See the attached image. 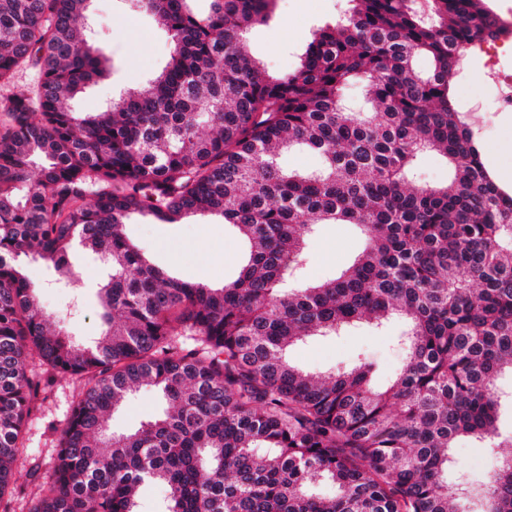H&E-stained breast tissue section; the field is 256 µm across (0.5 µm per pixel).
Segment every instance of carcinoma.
Segmentation results:
<instances>
[{"mask_svg": "<svg viewBox=\"0 0 512 512\" xmlns=\"http://www.w3.org/2000/svg\"><path fill=\"white\" fill-rule=\"evenodd\" d=\"M90 2L0 0V82L39 73L0 109V512H15L13 464L56 374L84 387L29 512H139L145 483L166 487L161 512H473L474 496L480 512H512V459L478 488L447 479L457 438L500 447L496 380L512 375V192L448 84L476 42L506 33L498 15L485 0H348L295 70L271 76L243 44L274 0H129L173 51L146 85L83 114L75 99L110 69L77 32ZM358 80L364 114L343 103ZM294 144L322 167L284 170ZM433 151L452 179L410 186ZM133 214L219 215L247 260L221 288L173 277L126 236ZM316 224H356L366 245L338 276L281 288ZM78 250L107 271L91 344L42 311L21 266L40 260L66 288ZM395 318L404 364L384 391L366 362L315 380L286 357ZM142 387L168 410L112 432L110 412ZM320 480L336 495L306 493Z\"/></svg>", "mask_w": 512, "mask_h": 512, "instance_id": "carcinoma-1", "label": "carcinoma"}]
</instances>
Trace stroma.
<instances>
[{"label":"stroma","mask_w":512,"mask_h":512,"mask_svg":"<svg viewBox=\"0 0 512 512\" xmlns=\"http://www.w3.org/2000/svg\"><path fill=\"white\" fill-rule=\"evenodd\" d=\"M346 0H274L270 20L250 31L248 54L259 59L272 74L294 70L313 31L335 23L344 13ZM91 24L99 43L112 60V75L86 89L78 99L79 111H99L126 88L146 83L166 63L172 44L153 19L131 11L127 0H93ZM485 55L475 53L463 74L451 84L454 98L470 110V120L479 138L480 152L490 171L512 172V112H491V90L484 82ZM126 233L138 249L177 278L213 287L223 286L238 273L246 253L244 242L217 216H196L175 223H161L139 216L130 219ZM365 244V235L352 224H320L306 241L307 257L287 287H301L337 276ZM27 272L36 287L41 309L55 318L80 342H92L100 332L95 297L97 282L104 276L101 262L93 255L80 254L72 288L49 287L54 271L30 264ZM404 325L392 320L384 330L363 325L337 336H311L293 347L289 360L305 372L320 376L371 363L370 383L388 387L397 377L404 352L397 344ZM83 390L82 383L68 375H56L45 399L27 425L25 442L18 454L15 479L23 491L16 512H28L29 501L42 491V474L56 458L60 424ZM162 402L149 390L134 395L114 411L112 431L134 429L159 414ZM512 455V445L502 444L494 452L476 447L467 438L450 450L455 478L467 483H485L493 474L499 457Z\"/></svg>","instance_id":"obj_1"}]
</instances>
